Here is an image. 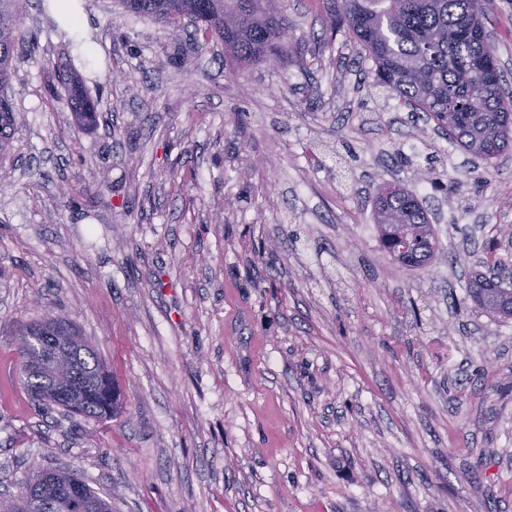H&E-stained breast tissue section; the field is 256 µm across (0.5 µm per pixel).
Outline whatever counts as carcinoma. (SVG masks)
<instances>
[{
  "mask_svg": "<svg viewBox=\"0 0 512 512\" xmlns=\"http://www.w3.org/2000/svg\"><path fill=\"white\" fill-rule=\"evenodd\" d=\"M482 0H330L328 25L344 28L375 64V82L401 97L448 135L449 142L485 162L512 150V104L505 101L495 47L482 22ZM23 0H0V160L10 154L16 106L5 94L15 73L19 43L27 40L17 25ZM124 7L167 26L200 18L210 37L224 43L235 65H283L292 50L282 42L283 22L270 0H122ZM72 105L73 118L92 126L96 110L78 76L47 71ZM374 216L383 247L401 265L424 268L438 250L427 209L415 190L385 182L376 189ZM475 307L497 318H512V288L494 278L476 280L467 290ZM64 325L78 339L73 376L61 390L51 372L32 376L26 367L37 340L17 344L21 382L28 396L46 408L57 406L72 417L108 420L121 411L112 374L82 336L74 321L47 315L23 324L17 336ZM60 483L81 486L85 501L99 512L112 502L74 473L44 469L27 480L17 495L0 499V512L19 507L21 497H40ZM45 512H84L82 503L52 498Z\"/></svg>",
  "mask_w": 512,
  "mask_h": 512,
  "instance_id": "1",
  "label": "carcinoma"
}]
</instances>
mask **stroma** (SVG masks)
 Segmentation results:
<instances>
[{
	"instance_id": "obj_1",
	"label": "stroma",
	"mask_w": 512,
	"mask_h": 512,
	"mask_svg": "<svg viewBox=\"0 0 512 512\" xmlns=\"http://www.w3.org/2000/svg\"><path fill=\"white\" fill-rule=\"evenodd\" d=\"M77 3L94 61L28 0L38 47L8 88L0 496L60 466L113 512H512V319L466 293L489 237L512 271V153L476 160L376 86L325 0H275L292 58L242 68L194 25ZM483 4L512 92V0ZM50 63L95 127L50 95ZM432 179L439 250L411 270L380 243L375 189ZM51 311L112 372V419L31 403L14 330ZM52 84L58 82L61 90L68 95L72 105L73 118L79 123L92 126L96 123V110L91 100L86 95L85 89L78 76L58 69L47 71ZM55 81V82H54Z\"/></svg>"
}]
</instances>
